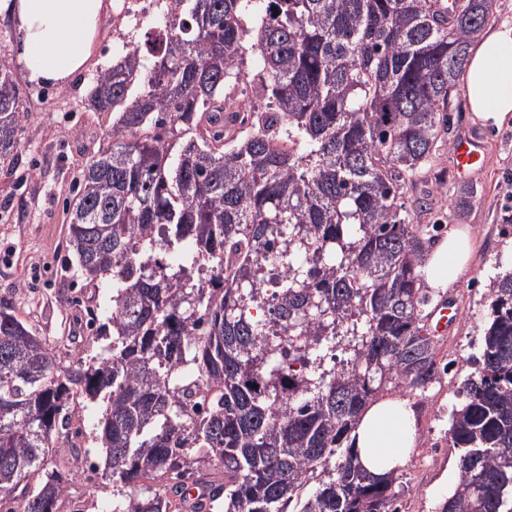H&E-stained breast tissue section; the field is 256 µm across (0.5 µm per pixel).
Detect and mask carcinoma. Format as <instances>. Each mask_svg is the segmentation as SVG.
Masks as SVG:
<instances>
[{
	"label": "carcinoma",
	"instance_id": "carcinoma-1",
	"mask_svg": "<svg viewBox=\"0 0 512 512\" xmlns=\"http://www.w3.org/2000/svg\"><path fill=\"white\" fill-rule=\"evenodd\" d=\"M165 2L85 99L112 113L68 238L86 284L112 288L83 337L98 352L61 356L0 304V512H59L77 394L100 407L112 512H398L399 476L350 437L382 393L448 370L422 309L438 225L398 200L493 0ZM249 52L266 104L243 132L227 90ZM21 105L0 66V160ZM473 361L442 512H512L511 271Z\"/></svg>",
	"mask_w": 512,
	"mask_h": 512
}]
</instances>
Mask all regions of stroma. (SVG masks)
I'll use <instances>...</instances> for the list:
<instances>
[{"label":"stroma","instance_id":"35a3bbf8","mask_svg":"<svg viewBox=\"0 0 512 512\" xmlns=\"http://www.w3.org/2000/svg\"><path fill=\"white\" fill-rule=\"evenodd\" d=\"M164 10L163 0H155L145 14L136 10L121 20L104 16L96 56L67 86L21 84L19 120L26 137L14 163L0 165V301L10 303L19 318L63 352L81 347L78 305H103L112 295L107 287H85L69 250L71 191L86 162L109 144L112 125L108 115L88 111L84 99L98 73L142 40ZM448 115L437 158L405 187L400 201L415 223L438 225L440 235L469 228L477 249L466 277L430 293L432 303L452 301L457 312L454 327L440 336L438 346L451 369L428 391L404 393L414 409L416 444L400 472L401 512H441L458 479L460 451L449 445L450 413L459 384L474 370L471 357L486 325L490 280L505 250L512 248V120L499 128L482 125L461 92L451 99ZM467 130L483 138L487 165L466 184L474 198L462 208L458 196L466 185L455 176L452 144ZM102 461L98 448L72 458V482L60 512H112V484L97 469Z\"/></svg>","mask_w":512,"mask_h":512}]
</instances>
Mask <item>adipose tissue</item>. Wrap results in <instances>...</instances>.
I'll return each instance as SVG.
<instances>
[{"mask_svg":"<svg viewBox=\"0 0 512 512\" xmlns=\"http://www.w3.org/2000/svg\"><path fill=\"white\" fill-rule=\"evenodd\" d=\"M108 0H0L16 30V59L28 82L66 85L84 72L95 48ZM465 95L476 120L500 126L512 117V25L483 35L470 50ZM473 244L451 229L426 259V283L444 289L467 272ZM362 466L384 476L402 467L416 443L414 410L400 396L370 404L352 434Z\"/></svg>","mask_w":512,"mask_h":512,"instance_id":"obj_1","label":"adipose tissue"}]
</instances>
